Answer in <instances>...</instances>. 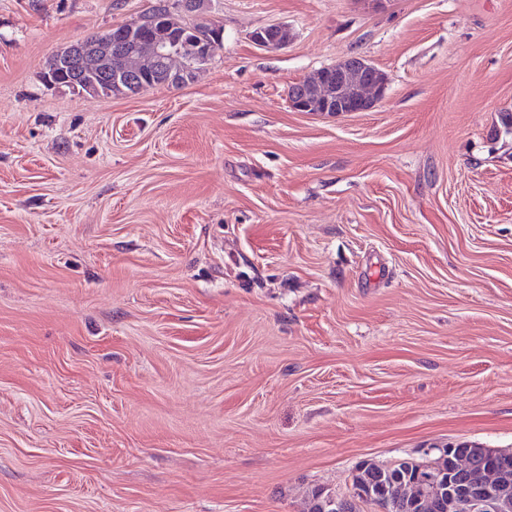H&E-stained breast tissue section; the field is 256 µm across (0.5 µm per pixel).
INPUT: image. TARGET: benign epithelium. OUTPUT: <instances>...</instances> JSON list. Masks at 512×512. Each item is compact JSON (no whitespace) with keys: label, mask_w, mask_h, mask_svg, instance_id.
<instances>
[{"label":"benign epithelium","mask_w":512,"mask_h":512,"mask_svg":"<svg viewBox=\"0 0 512 512\" xmlns=\"http://www.w3.org/2000/svg\"><path fill=\"white\" fill-rule=\"evenodd\" d=\"M158 11L148 12L115 26L103 34L88 37L80 46H71L54 54L52 65L44 73L47 83L69 85L74 89L86 85L107 89L123 83L136 91L153 87L149 73L131 65L129 38L126 32L138 33L142 42L151 44L156 62L164 63L177 54L209 52L220 42L219 26L209 22L212 32L206 36L179 38L164 41L156 36ZM283 28L270 26L257 30L252 36L258 46L276 50L286 44L281 34ZM386 77L371 63L359 56L325 68L317 81L306 85L299 81L289 89V104L297 112H367L377 106L384 97ZM455 473L465 495H451L455 508L465 512H512V504L495 495L485 484V471L477 468L474 459L459 454L454 459Z\"/></svg>","instance_id":"benign-epithelium-1"}]
</instances>
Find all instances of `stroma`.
Wrapping results in <instances>:
<instances>
[{
  "label": "stroma",
  "mask_w": 512,
  "mask_h": 512,
  "mask_svg": "<svg viewBox=\"0 0 512 512\" xmlns=\"http://www.w3.org/2000/svg\"><path fill=\"white\" fill-rule=\"evenodd\" d=\"M157 2L0 0V512H308L512 450V0H204L193 82L44 81ZM353 54L372 111L290 107ZM283 28L284 27L280 26H270L258 29L252 36V39L255 44L261 48L268 50L279 49L288 43V41L282 37L281 31H283Z\"/></svg>",
  "instance_id": "stroma-1"
}]
</instances>
